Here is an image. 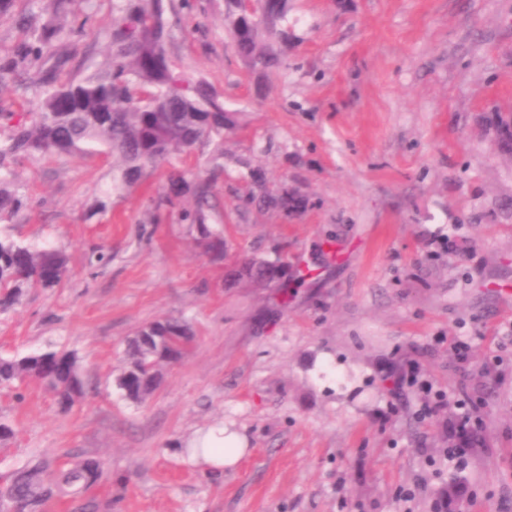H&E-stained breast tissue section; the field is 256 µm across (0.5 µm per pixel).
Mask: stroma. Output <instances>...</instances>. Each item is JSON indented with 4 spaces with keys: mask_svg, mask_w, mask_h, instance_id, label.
Here are the masks:
<instances>
[{
    "mask_svg": "<svg viewBox=\"0 0 512 512\" xmlns=\"http://www.w3.org/2000/svg\"><path fill=\"white\" fill-rule=\"evenodd\" d=\"M52 10L12 0L0 59L32 35L17 18ZM111 16L112 0H70L58 83L101 61ZM166 20L177 70L231 113L222 163L204 141L118 191L107 155L13 163L22 205L0 238L61 248L68 272L0 312V357L74 351L86 392L64 412L40 382L0 388V476L104 460L44 512H512V156L493 126L512 112V0H288L273 73L238 56L224 0H173ZM44 92L26 73L0 89L1 140ZM173 167L207 183L222 257L171 197ZM289 192L297 210L267 205ZM278 256L280 279L229 275ZM167 317L195 343L126 401L124 343ZM223 423L249 440L238 466L186 463Z\"/></svg>",
    "mask_w": 512,
    "mask_h": 512,
    "instance_id": "35a3bbf8",
    "label": "stroma"
}]
</instances>
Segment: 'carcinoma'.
<instances>
[{"label": "carcinoma", "instance_id": "cac0c4a2", "mask_svg": "<svg viewBox=\"0 0 512 512\" xmlns=\"http://www.w3.org/2000/svg\"><path fill=\"white\" fill-rule=\"evenodd\" d=\"M227 22L238 54L249 65H275L271 41L288 38V0H261L257 14L240 17L236 0H225ZM59 33L55 20L34 29L14 56L0 62V87L22 70L38 73L48 85L45 96L25 119L12 125L0 147V214L21 206L12 189L8 161L38 155L108 154L116 158L113 188L136 182L148 169L176 152H190L201 140L216 144L214 163L223 157L224 128L231 124L224 104L202 80L176 71L167 50L170 32L164 19V0H115L107 28L108 53L93 70L54 84L43 70L53 55ZM500 147L512 154V113L497 114ZM66 274V256L55 248L0 241V308L17 304L26 288H53ZM194 342V332L182 320L165 319L143 325L127 342L123 369L117 378L124 398L142 403L153 394L145 372L127 374L131 366L144 368L163 353L168 363L180 361ZM34 379L47 386L63 409L73 405L74 388L84 390L78 356L55 350L37 361L25 355L0 358V386L9 388ZM104 475L96 457L61 462L55 469L38 459L3 479L0 494L27 500L39 507L58 495L87 490Z\"/></svg>", "mask_w": 512, "mask_h": 512}]
</instances>
